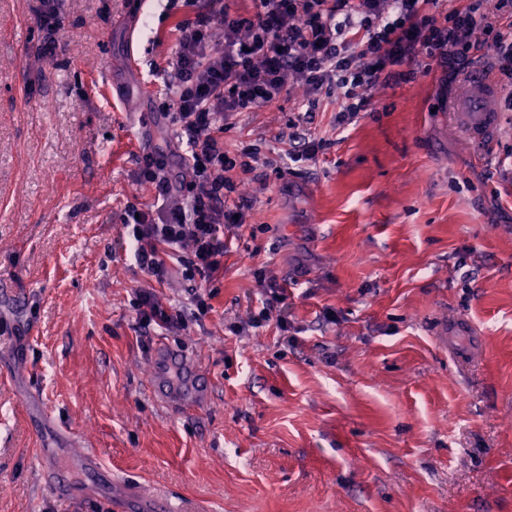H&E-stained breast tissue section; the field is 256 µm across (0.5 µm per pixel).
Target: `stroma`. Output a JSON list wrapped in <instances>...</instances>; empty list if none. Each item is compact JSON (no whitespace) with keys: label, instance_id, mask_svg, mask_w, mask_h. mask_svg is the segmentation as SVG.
<instances>
[{"label":"stroma","instance_id":"35a3bbf8","mask_svg":"<svg viewBox=\"0 0 512 512\" xmlns=\"http://www.w3.org/2000/svg\"><path fill=\"white\" fill-rule=\"evenodd\" d=\"M0 0V512H101L43 486V448L95 454L182 512H512V112L473 143L438 70L380 89L345 129L288 161L299 102L231 117L224 147L273 159L224 250L206 316L166 334L211 397L187 413L148 392V276L121 242L149 209L148 152L180 179L162 113L184 0ZM287 286L290 329L254 328V272ZM470 324L456 359L437 333Z\"/></svg>","mask_w":512,"mask_h":512}]
</instances>
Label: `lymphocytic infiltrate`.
I'll use <instances>...</instances> for the list:
<instances>
[{
  "label": "lymphocytic infiltrate",
  "instance_id": "lymphocytic-infiltrate-1",
  "mask_svg": "<svg viewBox=\"0 0 512 512\" xmlns=\"http://www.w3.org/2000/svg\"><path fill=\"white\" fill-rule=\"evenodd\" d=\"M188 2L198 11L178 25L165 87L189 176L172 185L151 153L141 171L160 197L175 194L182 202L153 214L132 206L122 219L136 263L155 282L135 294L140 328H185L184 313L164 306L156 286L173 263L187 281L211 280L224 266L225 231L252 207L236 175L255 172L260 158L253 148L225 150L224 124L233 113L272 105L287 87L302 88L288 157L310 160L320 144L300 127L321 98H335L336 126L344 128L372 107L375 89L413 81L408 64L419 57L447 85L470 65L486 64L512 110V0H463L446 10L439 0H254L251 13L230 11L224 0ZM256 277L265 298L253 324L273 319L287 330L285 286L262 269Z\"/></svg>",
  "mask_w": 512,
  "mask_h": 512
}]
</instances>
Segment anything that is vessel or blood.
Segmentation results:
<instances>
[{
  "label": "vessel or blood",
  "mask_w": 512,
  "mask_h": 512,
  "mask_svg": "<svg viewBox=\"0 0 512 512\" xmlns=\"http://www.w3.org/2000/svg\"><path fill=\"white\" fill-rule=\"evenodd\" d=\"M499 87L484 67L468 72L460 89L448 100L446 109L456 123L464 127L472 140L481 141L495 136L501 124L497 103ZM440 339L450 355L461 358L471 351V334L467 326H444ZM156 374L150 381V391L164 407L186 409L207 402L210 392L198 380L195 363L176 347L156 341L151 358ZM51 449H42L39 459L40 478L46 488L55 494L71 495L72 487L62 483V468L51 458Z\"/></svg>",
  "instance_id": "vessel-or-blood-1"
}]
</instances>
